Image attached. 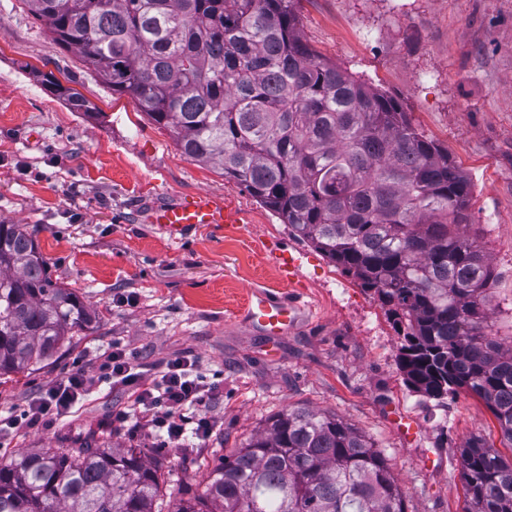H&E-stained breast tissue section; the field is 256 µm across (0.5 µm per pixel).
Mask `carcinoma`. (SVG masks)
<instances>
[{
  "mask_svg": "<svg viewBox=\"0 0 512 512\" xmlns=\"http://www.w3.org/2000/svg\"><path fill=\"white\" fill-rule=\"evenodd\" d=\"M21 2L183 154L371 292L413 391L478 397L512 449V336L490 329L494 272L465 231L471 182L396 99L302 41L294 0ZM41 77L72 111L99 116L53 73ZM96 321L25 225L1 221L0 375L41 368ZM460 458L464 512H512V458L480 434ZM163 476L144 449L105 438L23 450L0 462V512H406L374 444L304 407L271 416L173 504Z\"/></svg>",
  "mask_w": 512,
  "mask_h": 512,
  "instance_id": "1",
  "label": "carcinoma"
}]
</instances>
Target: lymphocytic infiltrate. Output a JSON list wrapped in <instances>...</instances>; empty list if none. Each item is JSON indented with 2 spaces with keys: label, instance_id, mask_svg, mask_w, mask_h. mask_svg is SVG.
<instances>
[{
  "label": "lymphocytic infiltrate",
  "instance_id": "1",
  "mask_svg": "<svg viewBox=\"0 0 512 512\" xmlns=\"http://www.w3.org/2000/svg\"><path fill=\"white\" fill-rule=\"evenodd\" d=\"M196 366L194 358L177 357L167 361L160 376L150 377L135 368L125 350L113 347L103 367L113 385L122 387L127 395V405L118 413V420L159 431L166 444L177 449L183 447L189 435L206 442L215 428L214 419L202 410L211 387L198 375ZM94 384V377L82 372L50 383L20 413L0 417V433L34 426L51 413L71 412L90 394Z\"/></svg>",
  "mask_w": 512,
  "mask_h": 512
}]
</instances>
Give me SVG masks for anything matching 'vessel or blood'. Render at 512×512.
Here are the masks:
<instances>
[{"mask_svg":"<svg viewBox=\"0 0 512 512\" xmlns=\"http://www.w3.org/2000/svg\"><path fill=\"white\" fill-rule=\"evenodd\" d=\"M146 220L163 227L177 242L191 230L239 223L240 216L224 197L200 192L177 203L150 206ZM299 308L298 299L275 290H257L248 299L246 319L264 335L283 336L296 324Z\"/></svg>","mask_w":512,"mask_h":512,"instance_id":"b4317fda","label":"vessel or blood"}]
</instances>
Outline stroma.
<instances>
[{
  "instance_id": "35a3bbf8",
  "label": "stroma",
  "mask_w": 512,
  "mask_h": 512,
  "mask_svg": "<svg viewBox=\"0 0 512 512\" xmlns=\"http://www.w3.org/2000/svg\"><path fill=\"white\" fill-rule=\"evenodd\" d=\"M300 35L325 60L400 101L412 124L444 148L472 183L466 231L494 269L492 322L512 334V0H295ZM69 77L98 106L90 119L53 96L39 72ZM206 191L244 215L179 243L142 221L153 204ZM0 221L26 225L54 278L98 312L43 369L0 376V411L21 412L50 382L93 375L121 343L149 374L190 356L212 386L216 421L191 451L117 420L125 393L101 385L64 416L0 436V461L58 440L108 434L120 448L163 450L167 499L204 480L198 461L242 447L287 407L337 415L367 435L405 494L407 512H463L460 448L474 434L500 443L485 404L462 393L437 402L410 390L400 338L349 275L295 236L242 187L176 146L128 96L112 94L62 49L18 0H0ZM302 259L283 281L280 251ZM297 290L291 332L246 326L252 291ZM413 424L410 436L400 418Z\"/></svg>"
}]
</instances>
